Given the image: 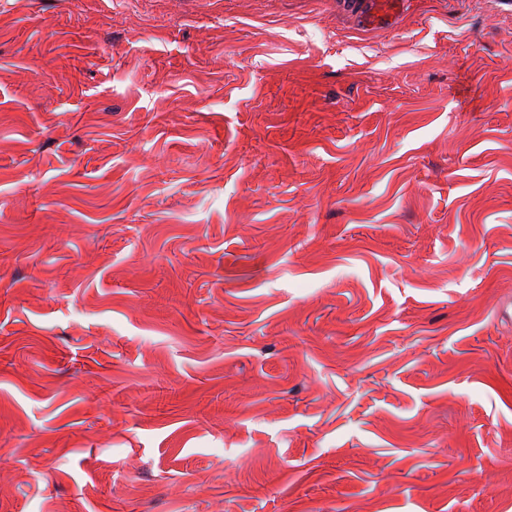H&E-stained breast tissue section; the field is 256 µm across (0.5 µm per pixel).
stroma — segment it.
<instances>
[{"mask_svg":"<svg viewBox=\"0 0 512 512\" xmlns=\"http://www.w3.org/2000/svg\"><path fill=\"white\" fill-rule=\"evenodd\" d=\"M512 0H0V512H512ZM405 0H362L361 22L365 27L392 26L400 16Z\"/></svg>","mask_w":512,"mask_h":512,"instance_id":"stroma-1","label":"stroma"}]
</instances>
